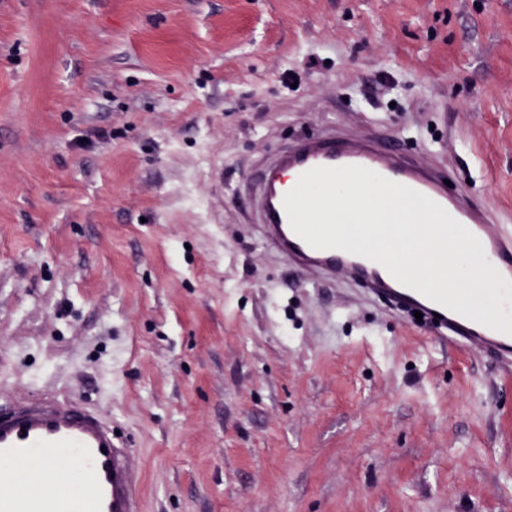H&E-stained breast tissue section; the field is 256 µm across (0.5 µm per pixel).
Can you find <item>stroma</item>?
Masks as SVG:
<instances>
[{"instance_id": "1", "label": "stroma", "mask_w": 512, "mask_h": 512, "mask_svg": "<svg viewBox=\"0 0 512 512\" xmlns=\"http://www.w3.org/2000/svg\"><path fill=\"white\" fill-rule=\"evenodd\" d=\"M330 126L512 234V0H0V410L110 417L141 512H512V375L251 221Z\"/></svg>"}]
</instances>
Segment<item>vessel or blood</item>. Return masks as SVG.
<instances>
[{"label": "vessel or blood", "mask_w": 512, "mask_h": 512, "mask_svg": "<svg viewBox=\"0 0 512 512\" xmlns=\"http://www.w3.org/2000/svg\"><path fill=\"white\" fill-rule=\"evenodd\" d=\"M350 165L370 169L439 204L479 239L486 262L512 280V235L490 233L488 215L468 206L462 193L449 191L437 171L422 166L413 155L392 149L384 140L341 137L332 127L320 137L298 139L262 162L255 200L267 244L311 274L352 282L398 311L421 312L443 339L512 368V335L435 303L399 283L378 262L338 249L312 248L293 231L283 205L290 187L282 181V173L298 176L316 167ZM38 456L57 457L67 471L85 479L88 512H140L142 460L116 437L104 414L50 395L15 398L10 409L0 413V464L16 469ZM0 512H75V506L65 489L36 502L19 486L4 481L0 483Z\"/></svg>", "instance_id": "b4317fda"}]
</instances>
